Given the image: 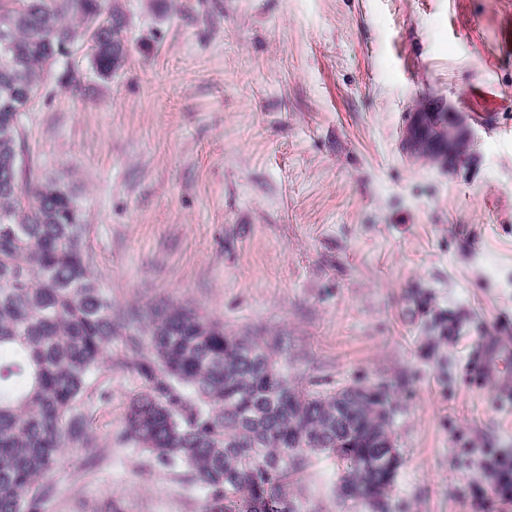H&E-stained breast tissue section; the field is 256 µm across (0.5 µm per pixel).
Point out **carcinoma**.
<instances>
[{
    "label": "carcinoma",
    "instance_id": "cac0c4a2",
    "mask_svg": "<svg viewBox=\"0 0 512 512\" xmlns=\"http://www.w3.org/2000/svg\"><path fill=\"white\" fill-rule=\"evenodd\" d=\"M68 15L80 23L65 24ZM119 25L102 0H0V512H40L52 496L60 458L86 444L116 336L127 347L120 365L141 380L120 436L145 465L182 471L205 512H242L268 496L295 502L294 512H331L302 487L311 448L344 479L334 504L388 512L401 456L387 394L313 390L288 373L286 338L229 330L181 304L117 312L69 186L49 177L27 198L22 115L46 68L87 38L94 72L112 77ZM376 448L392 450L394 464L374 467Z\"/></svg>",
    "mask_w": 512,
    "mask_h": 512
}]
</instances>
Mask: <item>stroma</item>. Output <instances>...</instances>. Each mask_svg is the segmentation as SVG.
I'll return each mask as SVG.
<instances>
[{"label":"stroma","mask_w":512,"mask_h":512,"mask_svg":"<svg viewBox=\"0 0 512 512\" xmlns=\"http://www.w3.org/2000/svg\"><path fill=\"white\" fill-rule=\"evenodd\" d=\"M104 6L123 60L102 80L74 46L22 143L29 185L74 188L102 288L287 337L316 389L387 392L390 512H473V449L512 453V405L469 363L512 342V0ZM422 112L454 129L446 156L406 148ZM99 383L42 512H203L118 437L138 377Z\"/></svg>","instance_id":"obj_1"}]
</instances>
